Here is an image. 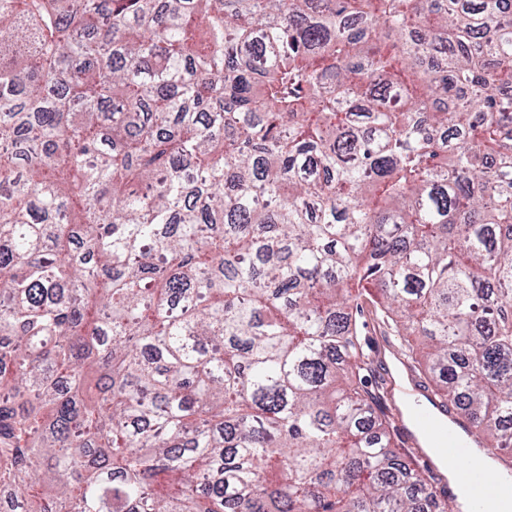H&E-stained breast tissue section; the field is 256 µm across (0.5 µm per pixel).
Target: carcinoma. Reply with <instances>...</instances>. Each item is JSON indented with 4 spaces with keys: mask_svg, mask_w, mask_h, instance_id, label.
Here are the masks:
<instances>
[{
    "mask_svg": "<svg viewBox=\"0 0 512 512\" xmlns=\"http://www.w3.org/2000/svg\"><path fill=\"white\" fill-rule=\"evenodd\" d=\"M363 297L512 469L507 0H0V512H460ZM363 306V336L369 338L375 357L372 372L365 373L367 386L373 390L375 382L383 378L386 403L399 408L403 416L407 405L406 392H412L415 385L412 373L397 349L386 341L384 329L372 313V306L367 302ZM402 416L399 417L398 425L402 423Z\"/></svg>",
    "mask_w": 512,
    "mask_h": 512,
    "instance_id": "cac0c4a2",
    "label": "carcinoma"
}]
</instances>
